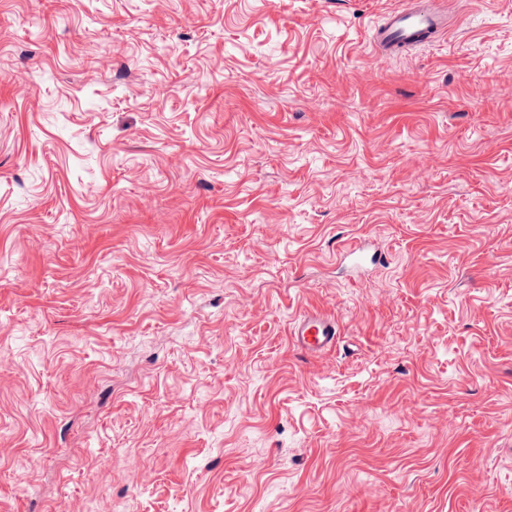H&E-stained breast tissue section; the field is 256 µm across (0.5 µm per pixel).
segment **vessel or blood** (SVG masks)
I'll use <instances>...</instances> for the list:
<instances>
[{"mask_svg":"<svg viewBox=\"0 0 512 512\" xmlns=\"http://www.w3.org/2000/svg\"><path fill=\"white\" fill-rule=\"evenodd\" d=\"M447 30L446 14L433 7L429 0H417L415 6L386 14L376 26L370 44L378 54L390 57L432 42ZM338 335L334 318L316 310H306L292 326L290 341L301 353L313 355L335 347Z\"/></svg>","mask_w":512,"mask_h":512,"instance_id":"b4317fda","label":"vessel or blood"}]
</instances>
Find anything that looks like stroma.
Segmentation results:
<instances>
[{
    "label": "stroma",
    "instance_id": "obj_1",
    "mask_svg": "<svg viewBox=\"0 0 512 512\" xmlns=\"http://www.w3.org/2000/svg\"><path fill=\"white\" fill-rule=\"evenodd\" d=\"M444 2L0 0V512H512V0ZM395 9L375 27L370 44L380 55L390 57L419 48L448 31V16L427 1ZM338 335L334 318L316 310H304L291 328L290 341L301 353L313 355L335 347Z\"/></svg>",
    "mask_w": 512,
    "mask_h": 512
}]
</instances>
